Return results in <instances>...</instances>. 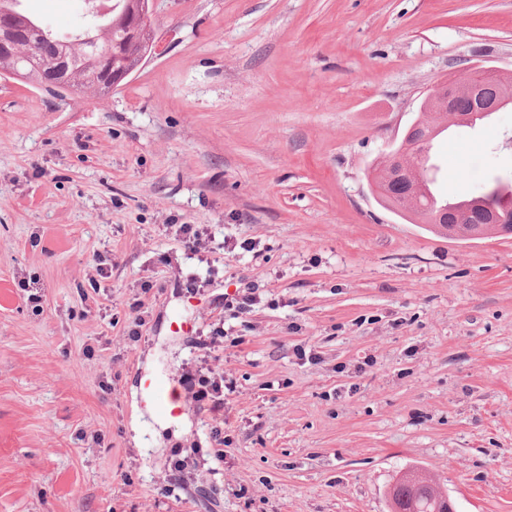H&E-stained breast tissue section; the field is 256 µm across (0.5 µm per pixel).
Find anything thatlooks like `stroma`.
<instances>
[{
	"instance_id": "stroma-1",
	"label": "stroma",
	"mask_w": 512,
	"mask_h": 512,
	"mask_svg": "<svg viewBox=\"0 0 512 512\" xmlns=\"http://www.w3.org/2000/svg\"><path fill=\"white\" fill-rule=\"evenodd\" d=\"M21 4L90 22L85 0ZM152 25L157 55L102 103L0 74V512H389L411 467L455 512H512V237L431 232L371 183L430 88L512 69V0H154ZM511 136V107L456 128L440 193L512 182ZM219 321L220 461L192 402L163 428L144 390ZM163 228L165 232L175 228L178 241L189 255H201L210 249L211 238L205 227L195 224H167ZM130 308V322L128 324V330L125 335L121 336L122 340L125 343H134L137 342L141 338V327H143L146 323L145 313L146 311H142V303L140 299H136V301L129 306Z\"/></svg>"
}]
</instances>
